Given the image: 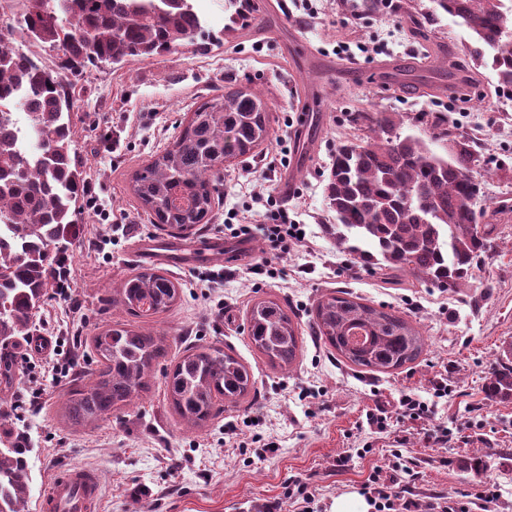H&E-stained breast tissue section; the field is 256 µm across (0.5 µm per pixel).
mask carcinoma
I'll return each instance as SVG.
<instances>
[{
	"mask_svg": "<svg viewBox=\"0 0 512 512\" xmlns=\"http://www.w3.org/2000/svg\"><path fill=\"white\" fill-rule=\"evenodd\" d=\"M21 37L57 51L51 68L33 51L0 35V343L32 332L33 317L56 287L54 254L76 236L85 182L73 148V99L65 73L85 63L122 65L193 42L203 20L193 0H25ZM436 8L470 31L473 67L491 66L498 85L512 87V0H434ZM29 114L34 149L13 131V110ZM263 93L230 88L202 102L173 143L137 170L132 190L149 220L164 231L189 233L211 222L224 163L255 156L269 137ZM349 123L371 135L336 146L327 176L328 225L336 246L352 260L391 279L409 273L441 288L468 282L490 250L498 225L480 224L473 202L482 161L477 139L447 128L440 138L462 145L447 157L420 138L402 135L398 112H352ZM179 288L143 269L113 289L109 302L137 318L169 310ZM252 346L268 362L289 370L302 355L299 322L277 299L248 312ZM310 330L344 364L388 374L416 361L426 338L393 307L362 302L347 290L322 295ZM100 368L89 384L69 391L66 415L85 426L130 406L163 368L168 399L186 423L201 426L222 406L255 397L253 375L235 355L192 345L171 367L166 336L115 324L94 337ZM489 398L512 399V354L498 358L487 383ZM27 449L0 447V512H26L31 472Z\"/></svg>",
	"mask_w": 512,
	"mask_h": 512,
	"instance_id": "1",
	"label": "carcinoma"
}]
</instances>
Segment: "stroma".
I'll return each instance as SVG.
<instances>
[{
	"label": "stroma",
	"instance_id": "stroma-1",
	"mask_svg": "<svg viewBox=\"0 0 512 512\" xmlns=\"http://www.w3.org/2000/svg\"><path fill=\"white\" fill-rule=\"evenodd\" d=\"M282 2L250 0V27L229 37L225 0H196L206 29L223 37V45L201 52L187 42L147 60L90 65L68 77L75 148L87 182L112 218L97 223L92 209L81 206L79 234L61 255L73 273L80 312L53 294L36 315L34 335L62 341L74 368L46 371L61 351L36 355L16 342L9 355L14 374L0 379V399L9 408L0 418V438L28 450V512H37L54 473L70 464L100 473L97 512H266L271 504L277 512H304L308 505L331 512L336 497L363 493L372 471L394 461L403 469L398 492L419 503L447 492L468 503L470 512H512V456L506 454L512 449V400L493 402L484 393L502 347L512 344V211L497 210L501 202L512 204V179L483 168L476 173L477 207L493 213L499 233L458 288H437L410 275L395 286L378 272L348 271L349 255L324 231L332 155L355 134L348 113H402L403 133L427 140L442 156L447 143L433 139L429 120L445 117L478 139L491 159L512 165V88L498 87L493 71L480 68L489 100L457 108L452 88L472 68L470 33L446 14L427 19L432 0H400V8L383 5L357 15L345 0H314L317 16L309 21L285 14ZM414 12L425 15L423 25L412 24ZM362 42L381 44L383 51L363 54ZM342 43L349 52L336 54ZM231 81H251L264 90L270 137L257 157L225 163L211 223L184 235L157 230L132 191V177L174 141L179 123L198 104ZM283 156L288 166H280ZM287 179L294 186L288 213L304 224L310 249L276 259L273 278L240 271L228 244L191 263L161 265L180 299L145 322L166 334L174 359L193 344L232 350L254 375L255 401L192 427L170 407L158 375L136 406L87 427L72 426L65 403L72 385L90 381L99 367L94 336L130 320L106 298L141 268L140 244L169 247L214 237L226 223L259 230L267 215L255 195L280 190ZM227 267L235 276L223 287H208L206 276ZM337 289L410 315L427 339L422 355L391 374L360 373L308 334L300 361L280 371L252 349L245 317L256 299L277 298L305 323L317 299ZM442 386L447 397L435 398ZM35 392L38 406L17 413V404ZM404 394L433 403L432 416L402 417L398 400ZM380 407L387 415L381 431L367 421ZM228 424L237 426L243 447L225 444ZM437 429L449 431L448 443L434 442ZM257 440L274 443V450L256 454ZM479 448L486 455L484 471L464 472L461 460ZM488 482L498 490L491 500L482 496ZM300 483L311 504L296 494Z\"/></svg>",
	"mask_w": 512,
	"mask_h": 512
}]
</instances>
